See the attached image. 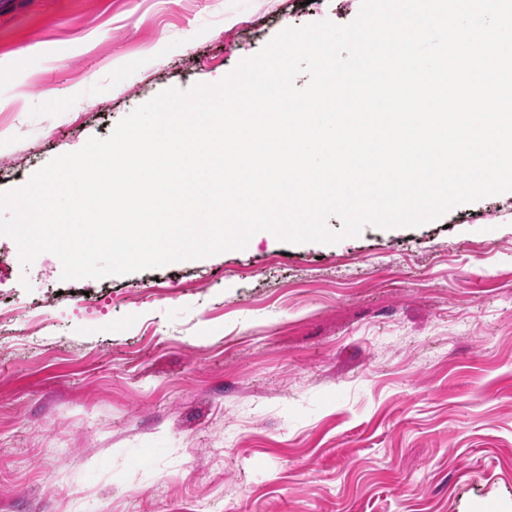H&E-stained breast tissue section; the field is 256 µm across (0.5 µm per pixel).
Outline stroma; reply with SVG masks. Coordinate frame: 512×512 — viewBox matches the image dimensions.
I'll list each match as a JSON object with an SVG mask.
<instances>
[{"instance_id": "1", "label": "stroma", "mask_w": 512, "mask_h": 512, "mask_svg": "<svg viewBox=\"0 0 512 512\" xmlns=\"http://www.w3.org/2000/svg\"><path fill=\"white\" fill-rule=\"evenodd\" d=\"M360 6L0 0V191ZM61 272L0 235V512H512V192L86 292Z\"/></svg>"}]
</instances>
